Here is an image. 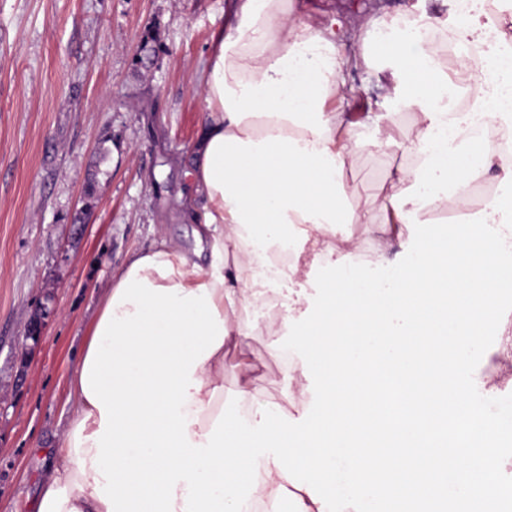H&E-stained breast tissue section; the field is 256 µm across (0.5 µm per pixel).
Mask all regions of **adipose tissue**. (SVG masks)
<instances>
[{
  "instance_id": "1",
  "label": "adipose tissue",
  "mask_w": 512,
  "mask_h": 512,
  "mask_svg": "<svg viewBox=\"0 0 512 512\" xmlns=\"http://www.w3.org/2000/svg\"><path fill=\"white\" fill-rule=\"evenodd\" d=\"M454 72L437 43L399 19L369 15L345 33L296 0H230L198 80L205 104L191 169L198 240L166 239L113 276L70 385L73 417L35 512H506L512 448L490 449L512 423V368L500 318L512 294V164L464 129L449 103L496 125L512 109L487 95L512 53L488 59L461 39ZM346 67L387 71L416 114V161L396 169L368 207L349 203L345 167L366 145L393 144L378 113L351 111ZM374 127L372 143L356 131ZM447 139L434 141L437 128ZM500 168L479 218L466 188ZM453 209L438 229L418 216ZM383 245L412 240L405 270L365 276L355 227ZM291 244L305 264H277ZM337 269L318 296L297 292L278 327L300 378L282 402L257 399L237 365L224 411V351L249 335L247 315L281 282Z\"/></svg>"
}]
</instances>
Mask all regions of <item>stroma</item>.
<instances>
[{
  "instance_id": "1",
  "label": "stroma",
  "mask_w": 512,
  "mask_h": 512,
  "mask_svg": "<svg viewBox=\"0 0 512 512\" xmlns=\"http://www.w3.org/2000/svg\"><path fill=\"white\" fill-rule=\"evenodd\" d=\"M351 27L389 13L414 24L457 20V0H309ZM226 0H0V512H31L69 426L68 390L112 277L159 236L190 248L197 224L186 172L203 116L195 88ZM156 51L143 66L144 44ZM357 104L391 113L398 143L346 167L355 206L412 162L413 112L387 96L375 71L344 70ZM364 274H395L403 249L376 261L360 231ZM54 305L37 347L25 333ZM287 292L251 308L241 345L257 358L253 392L282 401L289 371L272 346Z\"/></svg>"
}]
</instances>
